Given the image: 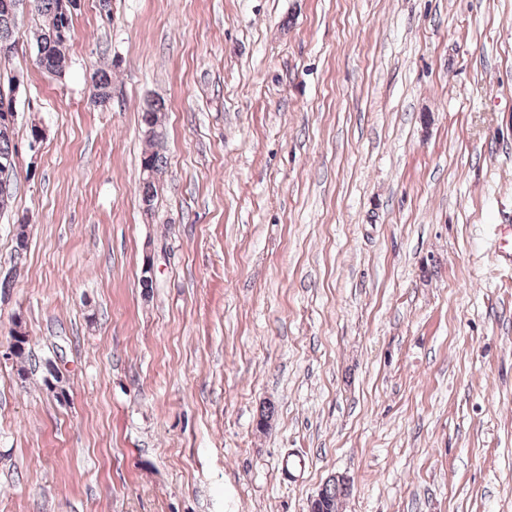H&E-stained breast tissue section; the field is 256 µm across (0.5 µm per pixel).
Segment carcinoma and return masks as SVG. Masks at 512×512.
<instances>
[{
    "instance_id": "obj_1",
    "label": "carcinoma",
    "mask_w": 512,
    "mask_h": 512,
    "mask_svg": "<svg viewBox=\"0 0 512 512\" xmlns=\"http://www.w3.org/2000/svg\"><path fill=\"white\" fill-rule=\"evenodd\" d=\"M34 11L41 19L40 31L36 41V62L47 73L54 76H62L66 72L67 60L63 53L65 44L71 38L73 15H66L61 12V0H31ZM65 33H59V29ZM19 44L17 27L14 18L0 13V62H7L16 52ZM89 100L92 105L102 107L112 99V75L104 70L94 71L90 77ZM164 103L159 99L148 100L143 109V123L149 149L145 151L141 159V169L147 168L161 173L165 157L161 153L165 133L162 122ZM17 154V145L14 142V131L0 129V161L7 158H14ZM28 248L27 224H18L15 236V262H20ZM14 328L9 331V339L15 338L16 328L21 326L19 322H13ZM17 339V338H15ZM20 343L15 354L22 366L19 369V376H26V344L27 335L17 339ZM47 377L44 378L45 385L50 392L58 399L67 396V390L63 385V377L55 365L49 363L46 367ZM350 485L336 483L329 479L318 492V499L311 501L310 512H338V504L342 498L347 496Z\"/></svg>"
}]
</instances>
